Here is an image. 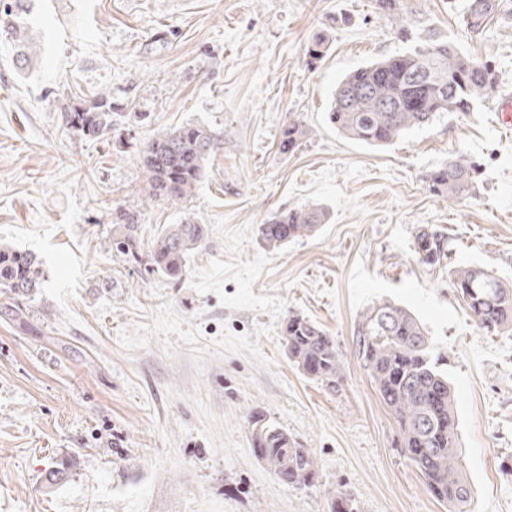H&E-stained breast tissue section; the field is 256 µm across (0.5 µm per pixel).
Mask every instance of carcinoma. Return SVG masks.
I'll list each match as a JSON object with an SVG mask.
<instances>
[{"mask_svg":"<svg viewBox=\"0 0 512 512\" xmlns=\"http://www.w3.org/2000/svg\"><path fill=\"white\" fill-rule=\"evenodd\" d=\"M30 0H0V40L13 46L19 68L37 58L33 27L28 22ZM499 7L498 0H468L467 27L475 32ZM329 36L320 31L307 46L309 63L321 60ZM498 82L491 66L465 53L451 40L435 35L410 49L363 65L336 86L327 118L345 138L369 146H387L407 133L431 125L442 114L472 112L496 96ZM66 124L79 135L98 138L112 129V97L95 95L87 108L66 113ZM309 134L300 120L282 125L278 151L295 152ZM224 136L199 124L166 128L154 134L140 163L158 200H184L208 177L209 161ZM477 165L457 152L429 175L430 189L452 200L475 189ZM327 212L313 206L290 208L272 215L259 226L260 237L271 250L288 241L315 234L326 223ZM137 225H122L112 241L115 250L137 259ZM206 238L203 224H170L154 238L150 259L153 270L178 280L186 257ZM420 262L432 265L445 256L436 234L422 230L416 237ZM449 279L476 328L486 336L512 333V283L476 265L453 266ZM42 287L35 257L0 243V293L12 302L0 305V319L27 323L16 304ZM288 360L305 377L328 388L344 379V365L336 342L312 320L292 313L281 322ZM356 355L373 382L379 398L396 423L397 442L419 471L436 500L451 512H463L471 488L463 477L457 440L454 393L444 358L431 347L423 325L408 310L390 302L378 303L363 313L356 333ZM263 422V437L251 438L262 449L263 463L282 484L302 489L317 480V463L308 448L295 446L288 432L260 411L252 413L248 430Z\"/></svg>","mask_w":512,"mask_h":512,"instance_id":"carcinoma-1","label":"carcinoma"}]
</instances>
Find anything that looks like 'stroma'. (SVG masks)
<instances>
[{"instance_id":"35a3bbf8","label":"stroma","mask_w":512,"mask_h":512,"mask_svg":"<svg viewBox=\"0 0 512 512\" xmlns=\"http://www.w3.org/2000/svg\"><path fill=\"white\" fill-rule=\"evenodd\" d=\"M467 0H31L40 41L18 70L0 41V240L37 257L44 282L30 325L0 320V512H448L395 448L394 422L355 352L370 306L411 311L448 361L469 512H512V334L483 335L448 270L479 265L512 281V0L483 33ZM330 48L310 63L316 32ZM432 33L490 61L499 95L387 147L344 138L326 113L350 71ZM112 96V129L79 138L66 111ZM310 130L280 154V127ZM223 132L208 178L155 202L139 159L160 129ZM476 161L475 191L451 201L428 175L455 152ZM321 205L328 222L278 250L258 227ZM130 213L142 260L113 251ZM203 224L180 281L148 258L168 224ZM443 235L440 265L416 235ZM294 312L333 336L345 366L330 390L300 374L281 341ZM263 412L317 461L291 489L255 457L247 421ZM64 473L61 484L47 480Z\"/></svg>"}]
</instances>
